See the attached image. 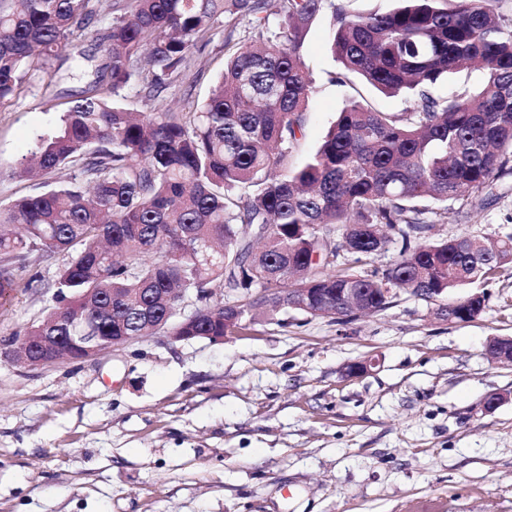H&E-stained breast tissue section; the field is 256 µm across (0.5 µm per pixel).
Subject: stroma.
Returning a JSON list of instances; mask_svg holds the SVG:
<instances>
[{
  "label": "stroma",
  "instance_id": "35a3bbf8",
  "mask_svg": "<svg viewBox=\"0 0 512 512\" xmlns=\"http://www.w3.org/2000/svg\"><path fill=\"white\" fill-rule=\"evenodd\" d=\"M103 0L77 33L72 61L51 85L33 81L0 108V205L36 192L22 156L53 129L46 93L82 90L100 64ZM329 14L302 54L313 92L301 148L319 146L350 87ZM248 17L222 16L184 83L158 99L139 83L127 110L194 111L224 70V41L251 37ZM512 233V175L482 200L456 202L435 236ZM484 294L476 319L448 322L398 293L385 310L341 320L290 313L227 337L144 338L96 358L28 368L0 351V512H512V364L487 345L512 337V264L456 289ZM51 294L18 286L0 307V340L39 319ZM369 369L348 373L349 365ZM494 394L502 400L486 410Z\"/></svg>",
  "mask_w": 512,
  "mask_h": 512
}]
</instances>
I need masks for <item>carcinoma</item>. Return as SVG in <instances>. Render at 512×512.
<instances>
[{
	"mask_svg": "<svg viewBox=\"0 0 512 512\" xmlns=\"http://www.w3.org/2000/svg\"><path fill=\"white\" fill-rule=\"evenodd\" d=\"M101 0H0V106L48 73L69 39L98 16ZM129 0L104 31L105 62L74 95L59 128L37 138L23 173L31 180L65 168L70 181L0 207V255L23 261L31 248L66 251L52 281L54 305L11 333L61 336L69 359L83 355L87 326L99 343L144 335L145 317L166 315L168 288H324L331 306L360 288L374 307L387 289L414 294L455 289L512 264V234L450 240L425 236L451 206L512 174V21L492 0H396L383 14L353 15L336 0ZM331 12V44L348 98L321 144L293 165L304 137L311 80L301 54L309 24ZM252 18L250 41L224 43V77L188 113L129 112L113 96L134 79L157 99L191 67L198 43L224 13ZM463 69L477 90L441 95ZM403 95V112L375 109L356 86ZM332 229L331 258L316 260L319 226ZM401 243L380 268L336 269ZM17 288L0 265V306ZM485 299L446 305L476 318ZM224 335V312L196 326Z\"/></svg>",
	"mask_w": 512,
	"mask_h": 512,
	"instance_id": "carcinoma-1",
	"label": "carcinoma"
}]
</instances>
